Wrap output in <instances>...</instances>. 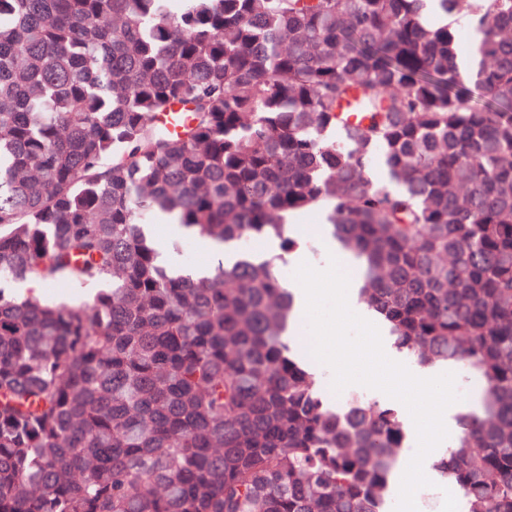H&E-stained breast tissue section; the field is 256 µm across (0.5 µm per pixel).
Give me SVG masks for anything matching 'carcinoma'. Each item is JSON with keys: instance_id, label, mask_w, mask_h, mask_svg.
<instances>
[{"instance_id": "cac0c4a2", "label": "carcinoma", "mask_w": 512, "mask_h": 512, "mask_svg": "<svg viewBox=\"0 0 512 512\" xmlns=\"http://www.w3.org/2000/svg\"><path fill=\"white\" fill-rule=\"evenodd\" d=\"M175 2L0 0V512H384L398 412L288 336L316 210L395 345L482 380L436 470L512 512V0H434L475 71L425 0ZM161 215L279 253L177 277Z\"/></svg>"}]
</instances>
